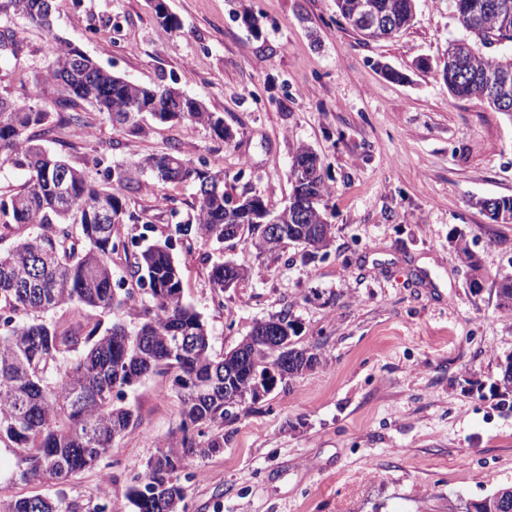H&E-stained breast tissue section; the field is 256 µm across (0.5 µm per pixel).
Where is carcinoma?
<instances>
[{
    "mask_svg": "<svg viewBox=\"0 0 512 512\" xmlns=\"http://www.w3.org/2000/svg\"><path fill=\"white\" fill-rule=\"evenodd\" d=\"M363 0H336L345 22L367 40L361 25ZM388 27L389 38L413 19L415 0H369ZM456 18L474 41L453 42V55L442 69L448 91L459 99L479 98L497 112L512 115V0H452ZM54 0H0V19L51 30ZM496 45L497 52L480 48ZM42 82L56 86L60 104L88 102L112 121L140 132L138 115L164 117L177 109L180 120L210 128L224 138V119L188 95L173 98L174 86L131 83L101 67L77 59L71 44L56 39ZM36 102L0 111V158L27 173L20 190L0 195V446L17 459L15 476L58 485L85 469L101 466L115 439L138 423L137 408L124 402L151 374L171 376L170 388L181 403L180 421L156 455L137 472L126 499L129 512H187L182 476L195 459L224 451V422L237 417L224 411V382L240 405L257 402L283 376L277 374L287 355L288 378L313 370L319 358L298 347L297 322L275 315L288 329L283 349L269 344L258 322L240 346L225 355L213 351L201 314L183 298L172 237L153 240L133 252L130 287H116L113 257L136 246L120 234L123 224L152 228L144 212L128 207L118 193L134 189L148 171L170 184L196 189L194 214L175 224V234L211 245L224 243V227L235 224L251 236L257 254L264 248L256 223L258 197L232 204L224 190V171L186 159L175 149L146 156L135 168L114 165L103 147L92 158L102 182L87 179L62 155L36 144L32 130L52 121V112ZM319 157L311 148L297 149L291 165L294 205L275 212L285 241L310 251L330 247L332 227L320 204L327 193ZM315 199L309 217L296 219L295 206ZM27 227L35 232L27 235ZM461 262L470 270L469 288H481L480 266L463 240ZM248 264L230 268L216 260L209 281L216 294L224 282L243 280ZM498 306L512 314V275L497 283ZM6 512H77L63 492L13 499ZM474 512H512V487L480 499Z\"/></svg>",
    "mask_w": 512,
    "mask_h": 512,
    "instance_id": "obj_1",
    "label": "carcinoma"
}]
</instances>
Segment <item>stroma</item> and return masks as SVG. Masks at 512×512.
I'll return each mask as SVG.
<instances>
[{"label":"stroma","mask_w":512,"mask_h":512,"mask_svg":"<svg viewBox=\"0 0 512 512\" xmlns=\"http://www.w3.org/2000/svg\"><path fill=\"white\" fill-rule=\"evenodd\" d=\"M160 1L177 31L157 22ZM55 4L53 31L14 23L22 55L18 65L0 63V97L24 104L56 36L131 82H176L233 134L224 141L147 114L138 134L83 103L81 126L56 122L37 139L90 180L100 147L127 167L176 147L223 170L232 198L258 196L278 209L297 148L323 162L327 255L304 256L293 243L259 255L239 238L175 245L184 300L202 314L215 354L286 311L298 345L321 360L226 424L223 453L190 468L188 512H466L470 501L511 487L512 407L492 386L512 355V316L496 296L497 281L512 273V223L491 221L475 201L512 197V117L455 98L443 82L448 44L464 35L451 0H415L406 28L370 42L335 0ZM247 12L259 17V31L244 25ZM126 44L135 53H124ZM421 59L428 69H418ZM385 65L399 79L385 76ZM195 193L145 175L125 196L152 213L161 237L192 214ZM162 195L177 217L156 211ZM460 236L481 265L476 294L456 256ZM219 258L249 263L220 306L209 282ZM126 400L140 421L109 452L117 474L106 483L101 469H88L63 485L86 510L104 497L124 505L129 473L179 422L167 377L143 380Z\"/></svg>","instance_id":"1"}]
</instances>
